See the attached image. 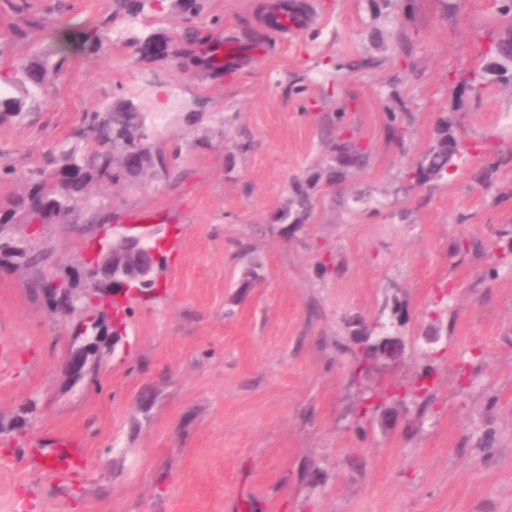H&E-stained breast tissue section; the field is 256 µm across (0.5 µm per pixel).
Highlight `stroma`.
Returning a JSON list of instances; mask_svg holds the SVG:
<instances>
[{
	"label": "stroma",
	"mask_w": 512,
	"mask_h": 512,
	"mask_svg": "<svg viewBox=\"0 0 512 512\" xmlns=\"http://www.w3.org/2000/svg\"><path fill=\"white\" fill-rule=\"evenodd\" d=\"M299 2L298 30L274 36L260 0H210L204 32L268 46L221 75L140 61L135 39L174 34L188 14L117 20L105 54L78 52L37 110L0 123V165L22 171L73 138L90 105L128 98L172 113L165 139L182 147L168 176L97 192L112 217L154 213L168 253L95 377L71 381L72 322L0 268V512H512V85L448 83L480 65L495 0ZM29 3L45 25L8 59L111 8ZM199 96L207 108L191 111ZM339 112L370 160L333 183ZM447 116L476 151L440 180L405 182ZM298 181L313 205L303 224L281 218ZM42 239L58 273L94 248L67 224ZM467 239L481 251L455 252ZM357 321L400 336L402 357L366 359ZM59 435L87 460L66 477L32 461Z\"/></svg>",
	"instance_id": "35a3bbf8"
}]
</instances>
